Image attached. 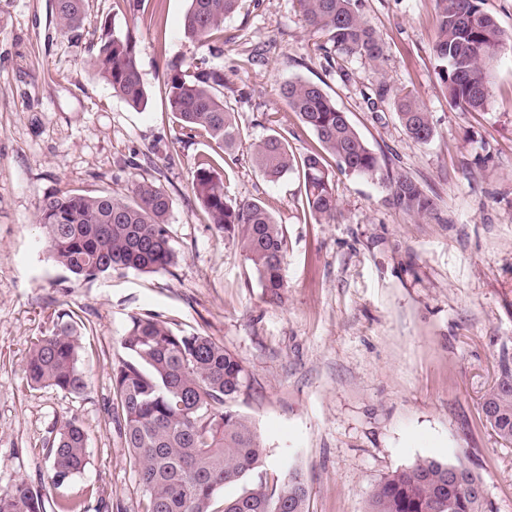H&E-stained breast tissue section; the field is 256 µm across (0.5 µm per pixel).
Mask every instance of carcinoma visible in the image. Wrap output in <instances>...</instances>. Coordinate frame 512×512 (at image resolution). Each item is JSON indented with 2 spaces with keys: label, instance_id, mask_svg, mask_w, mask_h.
Segmentation results:
<instances>
[{
  "label": "carcinoma",
  "instance_id": "cac0c4a2",
  "mask_svg": "<svg viewBox=\"0 0 512 512\" xmlns=\"http://www.w3.org/2000/svg\"><path fill=\"white\" fill-rule=\"evenodd\" d=\"M304 25L327 36L336 50L374 63L383 47L356 0H297ZM482 0H434L438 75L454 108L481 111L491 97L490 67L501 50L512 47L503 30L481 8ZM87 0H57L66 32L81 27ZM238 0H190L185 35L200 46L221 38L224 19ZM92 67L113 92L133 107L145 104V89L132 37L105 33L92 49ZM167 101L191 136H206L228 150L240 139L235 113L224 104V75L197 66L188 72L167 65ZM288 108L317 138L319 150L296 157L278 135L252 144L257 171L275 182L290 172L302 176L307 210L316 220H335V173L324 154L345 174L379 180L383 202L425 220L435 218L433 200L407 173L378 156L318 85L290 81L281 88ZM394 105L407 135L418 143L434 136L428 113L413 98L397 94ZM191 191L208 223L240 238L245 259L266 297L282 298L286 239L264 206L232 200L213 160L204 157L192 172ZM171 199L152 181H132L128 195L63 192L45 198L37 223L42 246L60 267L84 279L118 270L159 272L175 258L167 217ZM79 325L70 314L58 316L56 329L38 337L25 359L31 385L80 395L88 388L80 366ZM127 358L112 369L119 411L111 416L137 473L142 512H214V496L226 484L253 472L265 454L251 422L224 409L246 387L242 361L224 345L201 334L178 335L153 314L131 317L121 338ZM482 413L496 435L512 443V357L503 354L495 386ZM50 483L40 490L20 481L0 490V512H45L50 491L60 488L87 464V433L76 421L60 425L48 449ZM459 472L460 488L448 492V473ZM482 479L462 463L423 459L385 477L371 494L366 512H486V498L470 491ZM308 488L302 472L288 471L279 482L258 481L220 512H307ZM86 495L75 492L53 500L56 512H87Z\"/></svg>",
  "mask_w": 512,
  "mask_h": 512
}]
</instances>
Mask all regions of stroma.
<instances>
[{"label": "stroma", "mask_w": 512, "mask_h": 512, "mask_svg": "<svg viewBox=\"0 0 512 512\" xmlns=\"http://www.w3.org/2000/svg\"><path fill=\"white\" fill-rule=\"evenodd\" d=\"M190 0H88L84 25L63 32L54 0H0V488L46 485L60 425L85 428L88 463L62 493L88 491L139 512L134 461L109 410L112 368L133 315H159L178 334L222 342L248 373L227 402L266 449L258 473L224 486L216 503L257 479L300 469L308 512H366L375 487L420 459L463 462L480 476L490 512H512V443L481 411L502 354L512 355V49L491 72L493 97L450 107L433 47V0H358L384 46L382 64L348 57L304 27L296 0H240L224 39L184 35ZM136 43L148 101L136 109L90 65L103 30ZM207 61L224 73V101L242 144L219 169L227 195L266 205L282 224L288 287L268 303L239 238L208 224L190 188L209 139L184 135L167 103L166 65ZM319 85L378 155L432 197L438 220L385 206L378 180L337 174L335 221L307 212L298 174L255 169L249 146L278 133L298 156L318 141L279 95ZM416 99L433 138L411 139L378 84ZM148 179L171 198L175 260L159 273L78 279L42 250L47 196L125 193ZM82 321L87 391L30 386L25 357L58 315Z\"/></svg>", "instance_id": "35a3bbf8"}]
</instances>
